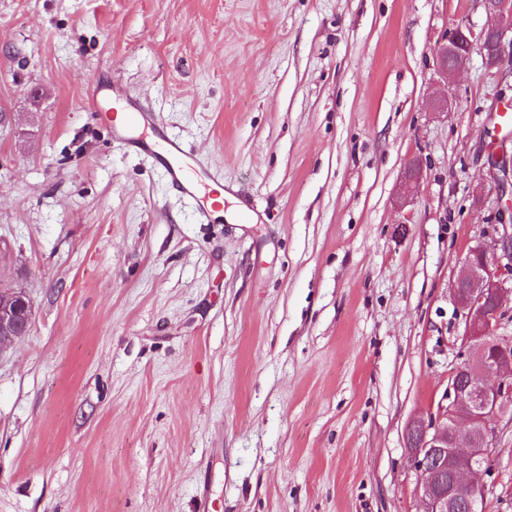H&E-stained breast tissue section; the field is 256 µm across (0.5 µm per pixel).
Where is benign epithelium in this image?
<instances>
[{
	"label": "benign epithelium",
	"mask_w": 512,
	"mask_h": 512,
	"mask_svg": "<svg viewBox=\"0 0 512 512\" xmlns=\"http://www.w3.org/2000/svg\"><path fill=\"white\" fill-rule=\"evenodd\" d=\"M490 24L477 39L467 35L470 48L493 38L485 64L501 63L504 44L512 46V0H484ZM455 29L434 51L439 74L446 77L466 57L458 49ZM489 174L499 189L512 175V136L503 139L488 159ZM502 255L478 243L470 247L453 291L456 315L463 323L455 348L454 369L437 406L415 418L406 429L408 466L426 479L422 512H479L494 472L487 466L505 407L512 405V338L494 335L508 317L505 299L512 296V231L492 225ZM32 304L20 288L0 285V351L24 335L32 322Z\"/></svg>",
	"instance_id": "benign-epithelium-1"
}]
</instances>
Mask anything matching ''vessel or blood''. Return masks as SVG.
I'll use <instances>...</instances> for the list:
<instances>
[{"label": "vessel or blood", "mask_w": 512, "mask_h": 512, "mask_svg": "<svg viewBox=\"0 0 512 512\" xmlns=\"http://www.w3.org/2000/svg\"><path fill=\"white\" fill-rule=\"evenodd\" d=\"M113 102L124 109L112 134L133 153L151 158L161 168L164 178L185 198L195 201L200 219H217L224 205L216 191L223 188L219 171L197 169L196 162L184 140L168 130L157 113L145 109L138 99L118 86L100 88L89 96L91 108L102 111Z\"/></svg>", "instance_id": "obj_1"}]
</instances>
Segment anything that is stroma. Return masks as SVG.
<instances>
[{
	"instance_id": "obj_1",
	"label": "stroma",
	"mask_w": 512,
	"mask_h": 512,
	"mask_svg": "<svg viewBox=\"0 0 512 512\" xmlns=\"http://www.w3.org/2000/svg\"><path fill=\"white\" fill-rule=\"evenodd\" d=\"M482 0H0V512H421L452 290L512 217ZM121 82L240 196L197 222L84 99ZM447 101V111L436 108ZM422 158L419 187L404 176ZM263 212L240 224L242 198ZM485 512H512V407ZM460 32L461 30L457 28L453 30V32L444 39V41L438 44L434 51L436 70L444 77H448L449 74L455 72L458 66L462 63L460 61L468 55L464 54L461 49H458ZM448 56H450L455 63V66L452 68H448ZM508 144H510V150ZM488 166L490 176L493 177L502 193L505 192V181H508L509 174L512 188V135L503 139L497 149L492 152V156L488 159ZM18 304L25 306L23 323L18 318ZM32 315V304L22 289L0 285V351L27 332Z\"/></svg>"
}]
</instances>
